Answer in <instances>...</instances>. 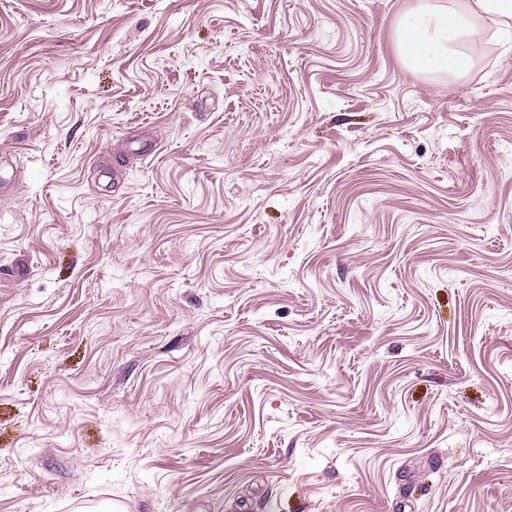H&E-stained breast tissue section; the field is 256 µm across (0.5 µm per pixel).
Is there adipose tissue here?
Returning <instances> with one entry per match:
<instances>
[{
  "label": "adipose tissue",
  "instance_id": "ef3b65f1",
  "mask_svg": "<svg viewBox=\"0 0 512 512\" xmlns=\"http://www.w3.org/2000/svg\"><path fill=\"white\" fill-rule=\"evenodd\" d=\"M496 26L512 20V0H471L467 13L419 5L403 14L396 31L400 56L410 70L465 72L469 58L465 47L478 31L471 16Z\"/></svg>",
  "mask_w": 512,
  "mask_h": 512
}]
</instances>
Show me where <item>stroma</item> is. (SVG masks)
I'll list each match as a JSON object with an SVG mask.
<instances>
[{
	"label": "stroma",
	"instance_id": "35a3bbf8",
	"mask_svg": "<svg viewBox=\"0 0 512 512\" xmlns=\"http://www.w3.org/2000/svg\"><path fill=\"white\" fill-rule=\"evenodd\" d=\"M416 0H0V512H512V34ZM480 31L459 12L428 6L426 2L403 14L396 31L400 56L412 71L465 72V46Z\"/></svg>",
	"mask_w": 512,
	"mask_h": 512
}]
</instances>
